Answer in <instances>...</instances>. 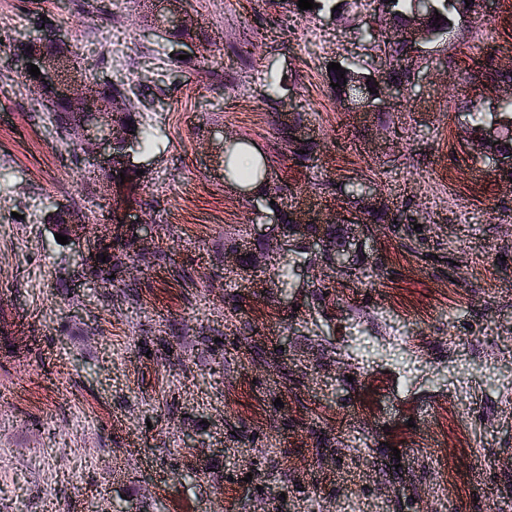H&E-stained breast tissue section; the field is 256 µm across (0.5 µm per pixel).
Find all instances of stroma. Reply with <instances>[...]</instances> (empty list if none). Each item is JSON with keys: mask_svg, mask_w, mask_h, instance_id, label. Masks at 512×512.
Wrapping results in <instances>:
<instances>
[{"mask_svg": "<svg viewBox=\"0 0 512 512\" xmlns=\"http://www.w3.org/2000/svg\"><path fill=\"white\" fill-rule=\"evenodd\" d=\"M215 41L183 47L154 29L150 0H0V39L33 14L65 33L89 81L120 84L151 133L129 196L75 160L43 100L0 51V512H338L346 498L382 512H512V403L488 352L512 330V184L471 134L467 104L497 111L502 82L473 59L512 69V0L414 53L391 108L336 97L329 63L379 66L355 38L365 5L310 15L287 0H186ZM125 28L124 73L100 66L99 35ZM251 54L238 58L240 46ZM301 113L319 144L291 159L282 123ZM34 132L52 148L11 156ZM265 155L286 203L357 221L345 268L306 251L288 292L274 261L228 270L232 246L259 253L282 237L224 177V135ZM451 182L440 200L425 186ZM364 185L388 222L360 223ZM85 215L63 245L44 218ZM149 219L112 287L86 259L123 214ZM481 259L497 281L471 276ZM186 270L187 279L176 270ZM467 382L449 371L456 354ZM351 421L352 453L318 419ZM450 483L454 496L439 495Z\"/></svg>", "mask_w": 512, "mask_h": 512, "instance_id": "obj_1", "label": "stroma"}]
</instances>
